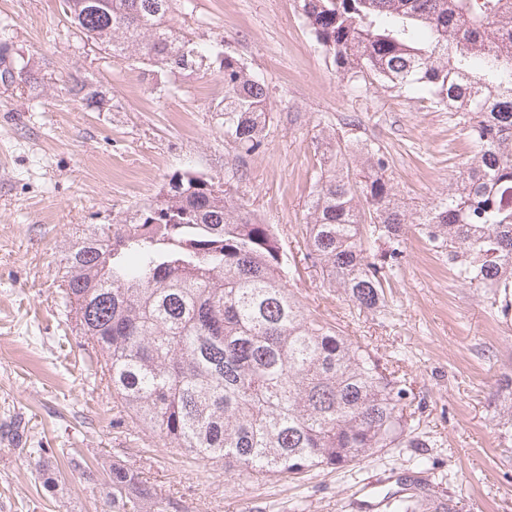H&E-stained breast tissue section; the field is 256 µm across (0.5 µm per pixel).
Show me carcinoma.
Here are the masks:
<instances>
[{
    "instance_id": "obj_1",
    "label": "carcinoma",
    "mask_w": 512,
    "mask_h": 512,
    "mask_svg": "<svg viewBox=\"0 0 512 512\" xmlns=\"http://www.w3.org/2000/svg\"><path fill=\"white\" fill-rule=\"evenodd\" d=\"M173 0H65L86 40L150 75L202 68L210 49L172 22ZM301 14L344 86L368 78L427 93L472 144L448 194L411 210L374 146L341 143L305 204L307 258L359 309L384 306L405 228L448 257L454 278L512 309V0H300ZM224 135L264 146L265 83L221 61ZM37 78L0 48V79ZM101 111L99 90L81 83ZM272 225L223 184L175 175L128 224L75 228L61 259L63 304L98 357L100 380L138 427L230 477L299 481L388 448H416L405 379L360 336L309 314L286 285ZM497 426L512 437V377ZM112 512H166L140 474L114 464L99 487ZM415 494L391 512H419Z\"/></svg>"
}]
</instances>
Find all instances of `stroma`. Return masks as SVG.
I'll use <instances>...</instances> for the list:
<instances>
[{
    "instance_id": "obj_1",
    "label": "stroma",
    "mask_w": 512,
    "mask_h": 512,
    "mask_svg": "<svg viewBox=\"0 0 512 512\" xmlns=\"http://www.w3.org/2000/svg\"><path fill=\"white\" fill-rule=\"evenodd\" d=\"M194 41L216 47L205 68L165 75L100 52L69 23L63 0H0V45L29 60L38 83L0 80V512H111L94 479L64 472L47 490L6 427L27 447L77 448L97 469L142 471L178 512H383L400 477L429 484L432 504L456 512H512V446L495 425L500 379L512 376V315L494 313L457 281L448 258L409 230L400 270L377 312L358 309L306 257L305 203L320 171L316 138L379 148L410 207L438 200L457 178L469 140L430 98L363 84L350 92L310 33L299 0H174ZM264 80L263 148L226 138L220 53ZM94 84L110 111L70 91ZM190 172L226 182L273 225L305 308L361 336L422 403L416 448H391L353 470L254 481L164 447L123 414L97 375L96 356L66 315L61 251L76 224H122Z\"/></svg>"
}]
</instances>
